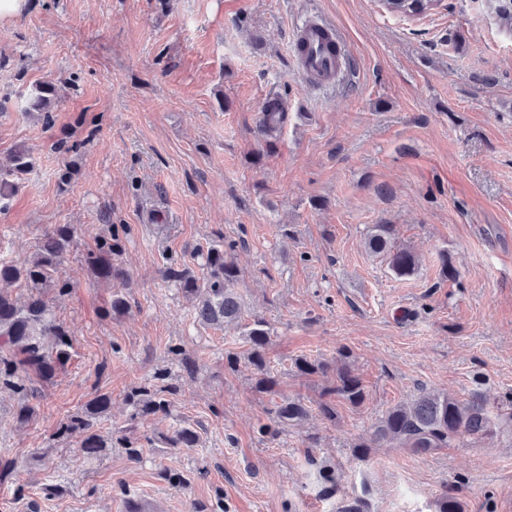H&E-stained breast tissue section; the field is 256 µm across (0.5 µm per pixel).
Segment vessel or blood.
<instances>
[{
    "instance_id": "obj_1",
    "label": "vessel or blood",
    "mask_w": 512,
    "mask_h": 512,
    "mask_svg": "<svg viewBox=\"0 0 512 512\" xmlns=\"http://www.w3.org/2000/svg\"><path fill=\"white\" fill-rule=\"evenodd\" d=\"M292 48L300 71L315 86L334 87L347 70L342 38L322 15L309 14L295 25Z\"/></svg>"
}]
</instances>
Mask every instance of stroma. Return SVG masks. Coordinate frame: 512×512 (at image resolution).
Instances as JSON below:
<instances>
[{
	"instance_id": "35a3bbf8",
	"label": "stroma",
	"mask_w": 512,
	"mask_h": 512,
	"mask_svg": "<svg viewBox=\"0 0 512 512\" xmlns=\"http://www.w3.org/2000/svg\"><path fill=\"white\" fill-rule=\"evenodd\" d=\"M310 13L347 46L348 72L329 90L291 49ZM47 82L48 125L22 109ZM278 96L288 120L268 137L260 112ZM20 145L34 165L0 213V259H29L54 225L74 226L60 266L70 289L50 299L72 347L53 382L37 383L31 422L0 389V458L17 463L0 512H125L128 497L193 512L219 488L226 512H338L356 497L370 512H433L453 490L466 512H512L508 438L430 456L353 450L421 389H512V33L487 0H438L416 16L382 0H28L0 20V162ZM113 224L126 228L124 288L86 263ZM375 224L417 254L413 276L367 251ZM235 240L244 316L272 330V396L247 362L226 364L246 349L241 325L200 324L164 275ZM445 262L458 278L442 276ZM117 291L121 315L109 311ZM343 346L366 399L338 404L330 422L317 410L327 378L293 361L332 364ZM160 372L176 388L171 413L132 420L127 391ZM102 392L112 406L98 432L133 428L139 463L121 448L89 460L56 438ZM276 396L312 414L270 438L258 428ZM179 425L197 430V447H165ZM311 457L339 475L335 497H321ZM166 468L188 486L162 480Z\"/></svg>"
}]
</instances>
